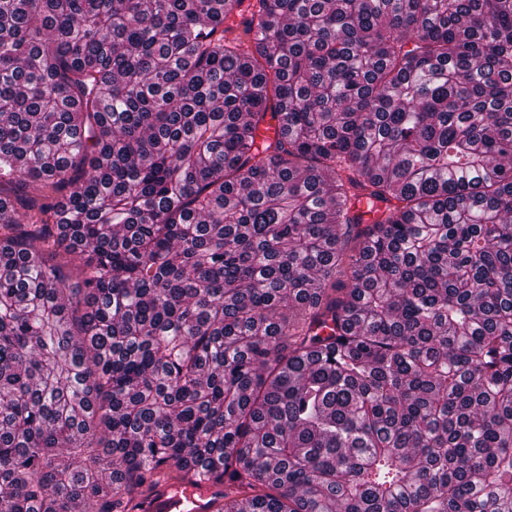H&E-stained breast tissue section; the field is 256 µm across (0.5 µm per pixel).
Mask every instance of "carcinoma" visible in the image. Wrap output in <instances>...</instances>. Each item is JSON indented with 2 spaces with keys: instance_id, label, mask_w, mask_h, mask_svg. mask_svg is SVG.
Wrapping results in <instances>:
<instances>
[{
  "instance_id": "cac0c4a2",
  "label": "carcinoma",
  "mask_w": 512,
  "mask_h": 512,
  "mask_svg": "<svg viewBox=\"0 0 512 512\" xmlns=\"http://www.w3.org/2000/svg\"><path fill=\"white\" fill-rule=\"evenodd\" d=\"M202 479L512 512V0H0V512Z\"/></svg>"
}]
</instances>
